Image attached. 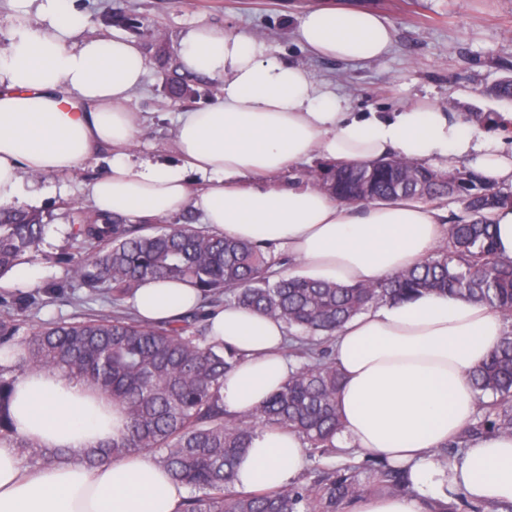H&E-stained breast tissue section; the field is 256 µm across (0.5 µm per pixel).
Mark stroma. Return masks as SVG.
I'll return each instance as SVG.
<instances>
[{
  "instance_id": "1",
  "label": "stroma",
  "mask_w": 512,
  "mask_h": 512,
  "mask_svg": "<svg viewBox=\"0 0 512 512\" xmlns=\"http://www.w3.org/2000/svg\"><path fill=\"white\" fill-rule=\"evenodd\" d=\"M84 6L89 18L86 34L118 32L147 52L159 34L169 48L163 62L148 52L144 86L129 103L145 118L134 148L144 158H176L174 119L187 106L166 98L163 85L167 73L180 66L185 34L206 24L254 34L270 54L305 66L317 80L346 95L358 112H390L417 102H434L466 116L512 112V99L483 93L486 86L512 77V0H84ZM317 6L367 9L384 16L394 30L390 54L352 67L306 53L293 40L292 31L303 14ZM116 12L133 18V25L107 24V16ZM105 168L104 161L91 160L68 177H34V184L44 192L39 212L45 232L37 251L24 260L44 275L31 287L0 285V307L12 309L22 328L67 321L84 312H112L111 295L104 290L92 294L73 283L64 260L75 251L71 228L89 209L84 187ZM57 284L65 285L64 298H47L45 289ZM28 296L34 297V304L13 307L14 299ZM376 466L375 460L349 451H310L304 470L347 467L369 489Z\"/></svg>"
}]
</instances>
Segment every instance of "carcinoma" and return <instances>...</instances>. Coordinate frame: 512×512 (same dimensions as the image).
Here are the masks:
<instances>
[{"label": "carcinoma", "mask_w": 512, "mask_h": 512, "mask_svg": "<svg viewBox=\"0 0 512 512\" xmlns=\"http://www.w3.org/2000/svg\"><path fill=\"white\" fill-rule=\"evenodd\" d=\"M174 101L195 99L197 85L180 74L166 85ZM512 99V79L484 90ZM312 184L350 204L446 200L461 204L449 221L446 246L419 266L377 283L338 285L300 276L272 280L275 257L266 248L228 240L194 226L188 212L177 224H128L92 212L80 215L73 237L77 253L69 257L73 279L92 291L112 292L116 308L123 296L154 279L186 280L208 304L229 296L238 305L298 327L291 355L302 359L282 388L254 412H224V373L238 353L203 343L202 310L176 323L143 324L116 313L85 314L61 323L30 329L9 311L0 315V346L19 348L10 367H0V441L9 440L40 464L60 463L67 454L48 450L14 436L10 393L14 378L52 367L68 378L85 381L122 407L127 435L119 442L91 449L85 459L93 467L134 450H158L159 462L193 490L184 512H338L359 494L356 479L334 471H318L272 494L251 495L232 489L239 456L259 427L298 434L307 447L324 453L335 448L341 431L336 412L339 375L328 355V343L351 317L378 302H396L422 293L448 294L512 315V262L499 259L488 214L512 203L481 174L465 168L448 170L403 161L394 156L361 165L324 163L310 173ZM45 230L42 216L22 209H0V277L33 252ZM470 382L493 401L476 430L512 433V333H507L487 361L473 370ZM381 486L401 491L405 471L383 466L376 471Z\"/></svg>", "instance_id": "carcinoma-1"}]
</instances>
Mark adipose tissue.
I'll return each mask as SVG.
<instances>
[{
	"label": "adipose tissue",
	"mask_w": 512,
	"mask_h": 512,
	"mask_svg": "<svg viewBox=\"0 0 512 512\" xmlns=\"http://www.w3.org/2000/svg\"><path fill=\"white\" fill-rule=\"evenodd\" d=\"M11 9L10 48L0 53L1 208L38 203L25 175L65 176L106 151L107 173L86 186L100 215L139 224L189 210L210 232L287 252L309 278L351 285L428 258L446 236L444 207L349 205L314 187L272 188L270 178L315 154L338 164L393 154L455 162L512 185V112L492 127L432 102L355 112L304 66L264 54L254 35L212 25L186 33L180 58L186 70L218 79L221 97L179 114L175 162L136 160L141 119L127 104L146 71L139 46L119 34L84 36L81 0H11ZM293 35L312 56L351 64L382 59L394 42L382 15L324 6L308 10ZM129 303L140 321L156 325L192 313L201 298L189 282L149 280ZM206 324L210 344L240 356L224 375L228 413L251 412L287 381L294 363L283 322L229 302L211 308ZM508 327L488 307L423 294L372 305L337 331V445L404 468L411 487L363 493L346 512H431L460 495L512 512V435L473 437L449 465L435 455L476 416L469 374ZM11 417L16 437L68 457L32 467L12 442H0V512H182L187 487L149 452L84 462V451L127 433L120 410L86 382L53 368L21 374ZM304 466L297 435L262 427L238 462L234 488L277 490Z\"/></svg>",
	"instance_id": "1"
}]
</instances>
